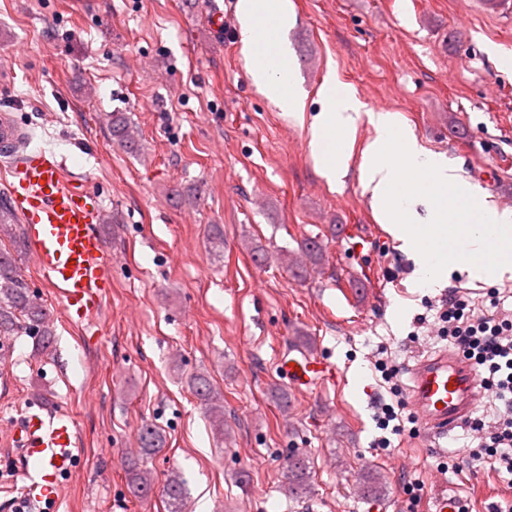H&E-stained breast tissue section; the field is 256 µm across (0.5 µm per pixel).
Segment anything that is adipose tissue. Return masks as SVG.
Returning <instances> with one entry per match:
<instances>
[{"label":"adipose tissue","mask_w":512,"mask_h":512,"mask_svg":"<svg viewBox=\"0 0 512 512\" xmlns=\"http://www.w3.org/2000/svg\"><path fill=\"white\" fill-rule=\"evenodd\" d=\"M237 13L252 81L289 117L308 122L309 150L328 182L357 162L362 193L376 220L414 260L418 285H441L442 272L461 264L459 251L466 243L473 255L495 257L478 269L479 277L496 281L512 275V210L490 205L483 188L464 181L455 164L420 145L397 113L362 112L360 102L333 79L319 90L320 111L305 117L288 49L282 46L272 54L261 49L264 17L287 31L293 21L291 0H238ZM364 118L375 135L356 155L352 144Z\"/></svg>","instance_id":"adipose-tissue-1"}]
</instances>
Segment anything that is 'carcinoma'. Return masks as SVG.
<instances>
[{"label": "carcinoma", "instance_id": "cac0c4a2", "mask_svg": "<svg viewBox=\"0 0 512 512\" xmlns=\"http://www.w3.org/2000/svg\"><path fill=\"white\" fill-rule=\"evenodd\" d=\"M112 139L125 148L135 146V131L125 113L114 112L111 116ZM0 232L10 234L14 247L26 243L25 232L12 227L9 208L0 204ZM23 330L37 339L38 344L47 348L55 336L54 323L46 309L31 299L25 283L20 278L16 260L11 252H0V336H11ZM187 384L192 392L206 406L213 426L224 431V404L215 391L210 377L198 372L189 377ZM141 452L155 455L165 447V438L152 424H144L139 430ZM288 483L285 492L289 497L300 499L311 482L308 462L305 456L294 453L287 459ZM130 492L140 497L150 489L147 475L138 466L128 469ZM184 495V482L180 475L173 473L167 479V505L169 512H180Z\"/></svg>", "mask_w": 512, "mask_h": 512}]
</instances>
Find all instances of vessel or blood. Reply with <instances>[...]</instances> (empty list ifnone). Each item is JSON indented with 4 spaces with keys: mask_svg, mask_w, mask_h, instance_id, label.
Wrapping results in <instances>:
<instances>
[{
    "mask_svg": "<svg viewBox=\"0 0 512 512\" xmlns=\"http://www.w3.org/2000/svg\"><path fill=\"white\" fill-rule=\"evenodd\" d=\"M24 136L11 113L0 114V156L7 160L13 209L26 224L29 255L70 317L94 318L112 286L115 267L100 233L102 202L87 180L66 175V164L56 153L18 150ZM282 370L301 389L340 377L336 364L307 353L291 356ZM408 374L409 402L421 428L433 438L462 425L483 394L474 366L445 349L417 358ZM13 440L22 453L27 498L55 512L62 483L79 463L71 418L26 411Z\"/></svg>",
    "mask_w": 512,
    "mask_h": 512,
    "instance_id": "b4317fda",
    "label": "vessel or blood"
}]
</instances>
